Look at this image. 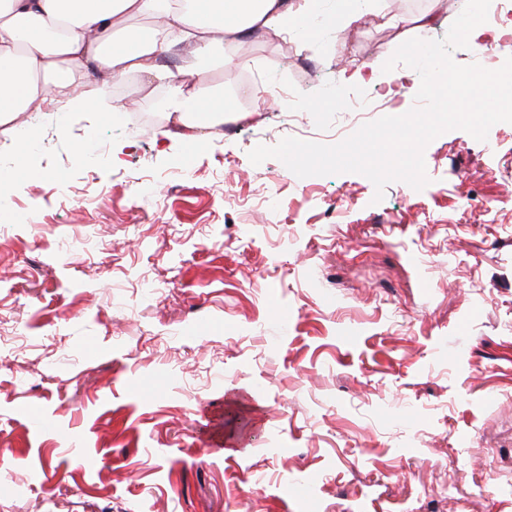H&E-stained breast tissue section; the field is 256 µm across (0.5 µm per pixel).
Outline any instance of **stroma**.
<instances>
[{"mask_svg":"<svg viewBox=\"0 0 512 512\" xmlns=\"http://www.w3.org/2000/svg\"><path fill=\"white\" fill-rule=\"evenodd\" d=\"M465 2L423 0L421 33L410 0H315L309 27L189 74L237 91L220 126L45 115L0 167V333L25 338L0 349V512H512V124L440 135L426 187L378 202L363 175L248 157L409 111L384 63ZM341 66L365 75L337 86ZM261 80L292 92L253 111ZM338 89L371 112L322 106Z\"/></svg>","mask_w":512,"mask_h":512,"instance_id":"35a3bbf8","label":"stroma"}]
</instances>
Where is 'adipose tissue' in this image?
Returning <instances> with one entry per match:
<instances>
[{
    "instance_id": "1",
    "label": "adipose tissue",
    "mask_w": 512,
    "mask_h": 512,
    "mask_svg": "<svg viewBox=\"0 0 512 512\" xmlns=\"http://www.w3.org/2000/svg\"><path fill=\"white\" fill-rule=\"evenodd\" d=\"M309 14V0H0V127L14 129L19 115L54 111L64 99L120 114L125 102L104 93L132 74L161 82L163 108L183 127L221 122L222 89L179 79L158 52L183 44L196 66L218 67L248 39L288 35ZM140 18L150 26L133 28ZM91 69L104 78L92 90L84 82Z\"/></svg>"
}]
</instances>
